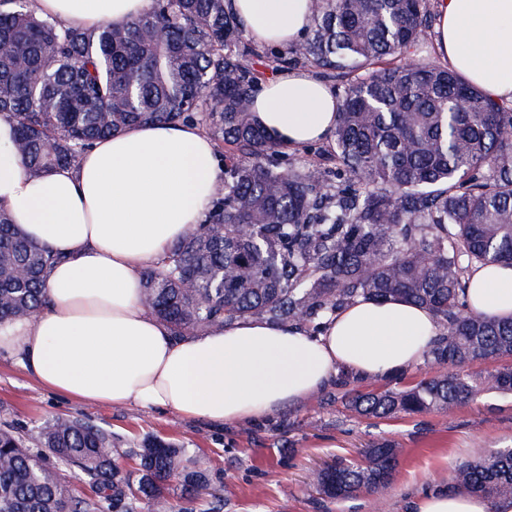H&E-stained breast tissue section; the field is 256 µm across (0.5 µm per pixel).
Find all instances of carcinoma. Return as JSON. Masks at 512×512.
Returning a JSON list of instances; mask_svg holds the SVG:
<instances>
[{
	"label": "carcinoma",
	"instance_id": "cac0c4a2",
	"mask_svg": "<svg viewBox=\"0 0 512 512\" xmlns=\"http://www.w3.org/2000/svg\"><path fill=\"white\" fill-rule=\"evenodd\" d=\"M0 117L39 177L72 166L94 141L131 124L197 123L224 146V185L197 225L144 272L145 305L173 337L243 319L296 323L309 336L359 298L419 304L440 326L434 375L404 390L344 393L366 418L447 412L477 389L512 393V320L471 311L469 268L512 265V104L408 49L433 41L429 0H313L301 47L251 43L230 0H154L124 27L79 30L38 0H0ZM166 31L159 39L156 31ZM338 82L327 167L282 151L250 112L267 74L298 64ZM55 256L0 207V322L40 312ZM138 461L131 476L120 455ZM401 449L367 448L309 476L331 500L380 498ZM92 489L78 497L59 466ZM207 471L157 435L120 452L112 433L58 416L22 436L0 426V512H186ZM450 493L512 499V448L454 465Z\"/></svg>",
	"mask_w": 512,
	"mask_h": 512
}]
</instances>
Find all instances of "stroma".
I'll return each mask as SVG.
<instances>
[{
  "mask_svg": "<svg viewBox=\"0 0 512 512\" xmlns=\"http://www.w3.org/2000/svg\"><path fill=\"white\" fill-rule=\"evenodd\" d=\"M375 381L339 371L310 399L285 406L254 423L217 425L187 419L161 407L100 406L48 392L16 362L0 358V425L19 433L57 416H75L104 428L126 449L148 434L196 451L209 468L210 494L193 512H207L212 495L223 512H414L420 495L446 486L458 462L512 446V396L480 394L440 414L368 420L343 406L345 390L375 388ZM380 443L400 448L392 485L378 500L367 495L343 501L319 495L308 483L312 469L336 456L356 457Z\"/></svg>",
  "mask_w": 512,
  "mask_h": 512,
  "instance_id": "1",
  "label": "stroma"
}]
</instances>
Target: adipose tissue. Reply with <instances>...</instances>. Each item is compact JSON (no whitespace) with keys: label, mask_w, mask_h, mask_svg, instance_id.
<instances>
[{"label":"adipose tissue","mask_w":512,"mask_h":512,"mask_svg":"<svg viewBox=\"0 0 512 512\" xmlns=\"http://www.w3.org/2000/svg\"><path fill=\"white\" fill-rule=\"evenodd\" d=\"M152 0H39L65 26H117ZM312 0H232L251 39L286 47ZM435 39L450 68L512 104V0H435ZM334 92L303 70L265 82L250 110L291 151L326 141ZM0 118V207L57 254L45 307L0 323V357L47 391L99 405L163 407L215 424L255 421L321 391L339 369L385 380L418 365L435 317L405 300H358L312 339L291 325L246 320L178 340L142 301V274L204 213L222 183L214 144L195 124H136L94 142L71 167L27 177ZM474 311L512 319V266L469 273ZM416 512H512V499L432 492Z\"/></svg>","instance_id":"adipose-tissue-1"}]
</instances>
